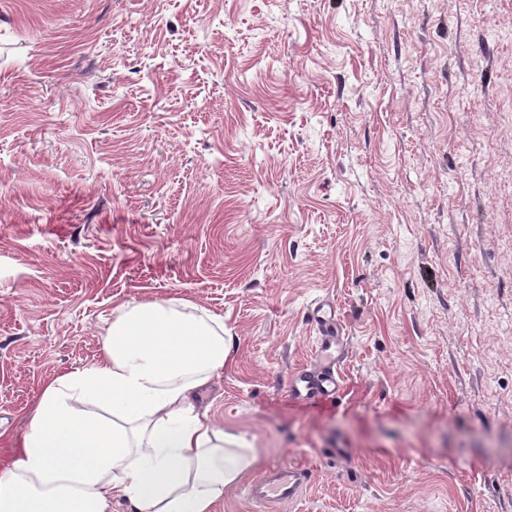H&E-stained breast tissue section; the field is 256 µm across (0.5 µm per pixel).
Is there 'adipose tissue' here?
Returning <instances> with one entry per match:
<instances>
[{
	"mask_svg": "<svg viewBox=\"0 0 512 512\" xmlns=\"http://www.w3.org/2000/svg\"><path fill=\"white\" fill-rule=\"evenodd\" d=\"M226 361L221 317L184 300L118 307L94 365L48 380L10 438L0 512H212L255 463L195 403Z\"/></svg>",
	"mask_w": 512,
	"mask_h": 512,
	"instance_id": "obj_1",
	"label": "adipose tissue"
}]
</instances>
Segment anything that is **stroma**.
Listing matches in <instances>:
<instances>
[{
	"mask_svg": "<svg viewBox=\"0 0 512 512\" xmlns=\"http://www.w3.org/2000/svg\"><path fill=\"white\" fill-rule=\"evenodd\" d=\"M145 299L224 320L212 512H512V0H0V433ZM308 318L319 330L317 354L321 368L316 376H294L291 381L293 395L302 400L326 406L331 405L341 391V379L337 365L345 351L344 336H341L339 310L334 302L319 299L308 309ZM302 469L291 464H279L249 488L250 497L268 505L284 504L294 500L307 483Z\"/></svg>",
	"mask_w": 512,
	"mask_h": 512,
	"instance_id": "35a3bbf8",
	"label": "stroma"
}]
</instances>
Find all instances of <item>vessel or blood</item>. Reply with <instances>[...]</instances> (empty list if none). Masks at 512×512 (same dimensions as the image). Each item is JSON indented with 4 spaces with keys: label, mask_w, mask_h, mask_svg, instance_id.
I'll use <instances>...</instances> for the list:
<instances>
[{
    "label": "vessel or blood",
    "mask_w": 512,
    "mask_h": 512,
    "mask_svg": "<svg viewBox=\"0 0 512 512\" xmlns=\"http://www.w3.org/2000/svg\"><path fill=\"white\" fill-rule=\"evenodd\" d=\"M308 318L320 333L317 354L321 368L313 377H293L291 391L296 398L326 406L332 404L341 391L337 365L345 351V341L340 331V314L334 302L320 299L309 306ZM306 482L302 469L280 464L253 482L249 495L268 505L284 504L294 500Z\"/></svg>",
    "instance_id": "b4317fda"
}]
</instances>
